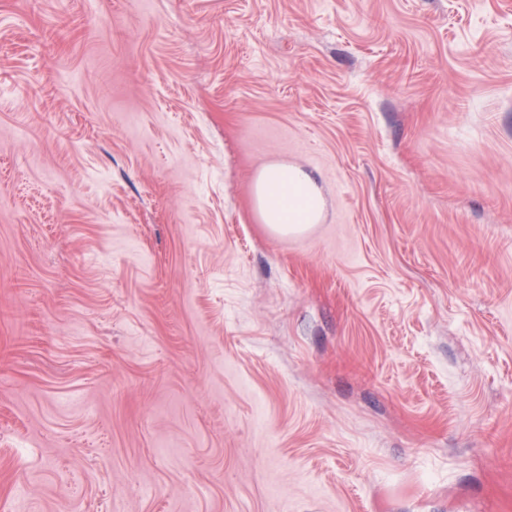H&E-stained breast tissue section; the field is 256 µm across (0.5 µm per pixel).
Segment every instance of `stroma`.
<instances>
[{
  "mask_svg": "<svg viewBox=\"0 0 512 512\" xmlns=\"http://www.w3.org/2000/svg\"><path fill=\"white\" fill-rule=\"evenodd\" d=\"M0 512H512V0H0ZM251 200L259 221L278 235L300 233L317 224L324 208L312 177L282 162L265 164L254 173Z\"/></svg>",
  "mask_w": 512,
  "mask_h": 512,
  "instance_id": "35a3bbf8",
  "label": "stroma"
}]
</instances>
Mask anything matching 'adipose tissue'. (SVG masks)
<instances>
[{
    "label": "adipose tissue",
    "instance_id": "ef3b65f1",
    "mask_svg": "<svg viewBox=\"0 0 512 512\" xmlns=\"http://www.w3.org/2000/svg\"><path fill=\"white\" fill-rule=\"evenodd\" d=\"M251 200L259 221L278 235L299 233L318 223L324 208L312 177L282 162L263 165L254 173Z\"/></svg>",
    "mask_w": 512,
    "mask_h": 512
}]
</instances>
